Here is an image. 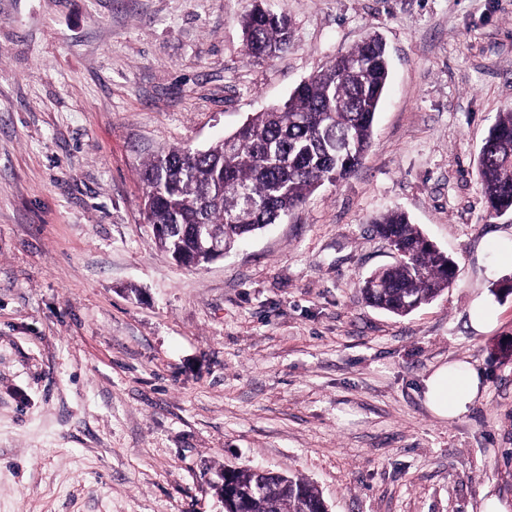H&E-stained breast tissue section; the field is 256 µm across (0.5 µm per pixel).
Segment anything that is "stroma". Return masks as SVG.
I'll return each mask as SVG.
<instances>
[{"instance_id": "obj_1", "label": "stroma", "mask_w": 512, "mask_h": 512, "mask_svg": "<svg viewBox=\"0 0 512 512\" xmlns=\"http://www.w3.org/2000/svg\"><path fill=\"white\" fill-rule=\"evenodd\" d=\"M252 5L0 0V512H224L225 469L248 465L330 512H512V214L476 177L512 105V0H267L293 41L258 61ZM370 33L391 80L358 169L209 264L162 252L146 162ZM397 209L457 266L402 317L360 293L394 260L371 220ZM450 362L484 393L448 421L424 393Z\"/></svg>"}]
</instances>
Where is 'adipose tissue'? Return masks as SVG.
I'll use <instances>...</instances> for the list:
<instances>
[{
	"label": "adipose tissue",
	"mask_w": 512,
	"mask_h": 512,
	"mask_svg": "<svg viewBox=\"0 0 512 512\" xmlns=\"http://www.w3.org/2000/svg\"><path fill=\"white\" fill-rule=\"evenodd\" d=\"M480 388V373L472 365L444 364L426 381V404L437 417L451 420L467 412L479 397Z\"/></svg>",
	"instance_id": "obj_1"
}]
</instances>
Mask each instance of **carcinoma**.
<instances>
[{"instance_id": "carcinoma-1", "label": "carcinoma", "mask_w": 512, "mask_h": 512, "mask_svg": "<svg viewBox=\"0 0 512 512\" xmlns=\"http://www.w3.org/2000/svg\"><path fill=\"white\" fill-rule=\"evenodd\" d=\"M246 53L274 58L288 49L286 15L257 4L241 19ZM390 79L382 39L365 37L298 84L288 99L250 117L206 150L173 148L144 166L147 223L159 246L190 267L207 263L180 232L204 224L224 249L280 221L326 183L348 178L371 146L375 116ZM477 177L492 216L512 213V107L499 112L480 149ZM399 256L360 288L366 303L405 316L431 302L454 278V261L402 211L373 221ZM242 512H323L324 498L301 476L235 468L220 487Z\"/></svg>"}]
</instances>
